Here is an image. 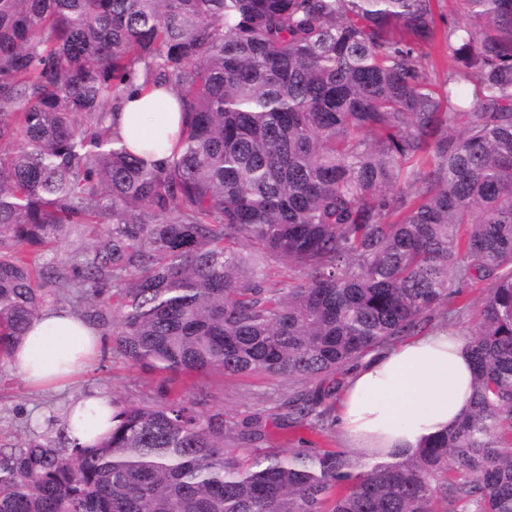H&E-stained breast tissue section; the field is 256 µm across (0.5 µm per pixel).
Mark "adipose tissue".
Here are the masks:
<instances>
[{
    "label": "adipose tissue",
    "mask_w": 512,
    "mask_h": 512,
    "mask_svg": "<svg viewBox=\"0 0 512 512\" xmlns=\"http://www.w3.org/2000/svg\"><path fill=\"white\" fill-rule=\"evenodd\" d=\"M131 151L149 141L164 159L180 134L181 114L173 95L158 89L127 100L112 118ZM101 343L100 332L68 311L44 308L31 322L11 364L39 385L82 371ZM473 366L465 341L441 329L410 337L364 357L355 367L338 405L336 424L347 445L368 457L414 452L462 417L468 407ZM71 445L86 447L112 430V406L86 395L65 413Z\"/></svg>",
    "instance_id": "obj_1"
}]
</instances>
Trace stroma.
<instances>
[{
	"instance_id": "stroma-1",
	"label": "stroma",
	"mask_w": 512,
	"mask_h": 512,
	"mask_svg": "<svg viewBox=\"0 0 512 512\" xmlns=\"http://www.w3.org/2000/svg\"><path fill=\"white\" fill-rule=\"evenodd\" d=\"M102 231L99 224H75L70 226L62 242L32 246L28 252L40 265L58 266L73 251L93 242ZM485 287L482 281L464 283L460 309L449 321L434 319L433 327L444 325L461 337H468L478 323ZM159 381V374L132 365L114 354L108 344L81 373L44 387L29 385L10 364L0 363V441L20 442L36 433L54 436L50 419L62 418L66 406L80 395L99 393L140 401L155 397ZM171 385L182 394L207 392L211 405L223 408L226 417L233 421L252 415L274 416L289 393L285 381L261 375L229 376L217 371L176 374L171 378Z\"/></svg>"
}]
</instances>
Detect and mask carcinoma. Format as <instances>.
<instances>
[{"label":"carcinoma","mask_w":512,"mask_h":512,"mask_svg":"<svg viewBox=\"0 0 512 512\" xmlns=\"http://www.w3.org/2000/svg\"><path fill=\"white\" fill-rule=\"evenodd\" d=\"M456 3L441 31L435 0H0V360L75 293L144 369L295 385L273 425L308 433L274 448L166 378L97 444L0 443V512H512V0ZM157 88L161 161L108 124ZM93 223L68 268L22 249ZM278 263L300 276L268 286ZM469 278L460 422L391 462L319 448L335 375Z\"/></svg>","instance_id":"obj_1"}]
</instances>
